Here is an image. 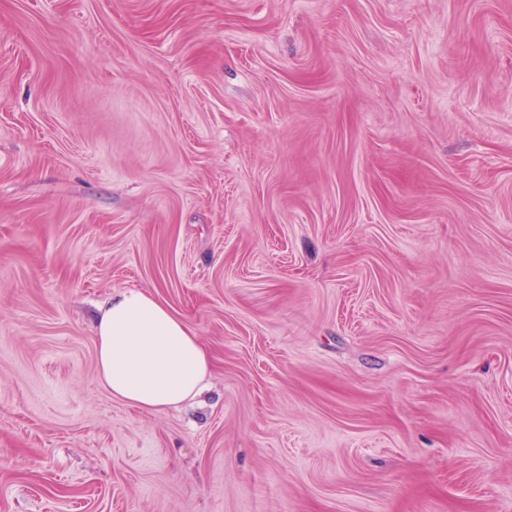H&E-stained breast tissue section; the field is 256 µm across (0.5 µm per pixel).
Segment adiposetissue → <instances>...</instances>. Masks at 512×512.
I'll use <instances>...</instances> for the list:
<instances>
[{"mask_svg": "<svg viewBox=\"0 0 512 512\" xmlns=\"http://www.w3.org/2000/svg\"><path fill=\"white\" fill-rule=\"evenodd\" d=\"M99 379L113 398L143 410L200 395L208 357L182 316L157 296L113 290L94 321Z\"/></svg>", "mask_w": 512, "mask_h": 512, "instance_id": "1", "label": "adipose tissue"}]
</instances>
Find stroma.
<instances>
[{"instance_id": "35a3bbf8", "label": "stroma", "mask_w": 512, "mask_h": 512, "mask_svg": "<svg viewBox=\"0 0 512 512\" xmlns=\"http://www.w3.org/2000/svg\"><path fill=\"white\" fill-rule=\"evenodd\" d=\"M0 512H512V0H0ZM94 332L99 379L113 398L152 411L204 391L206 352L182 316L157 296L113 290L99 306Z\"/></svg>"}]
</instances>
